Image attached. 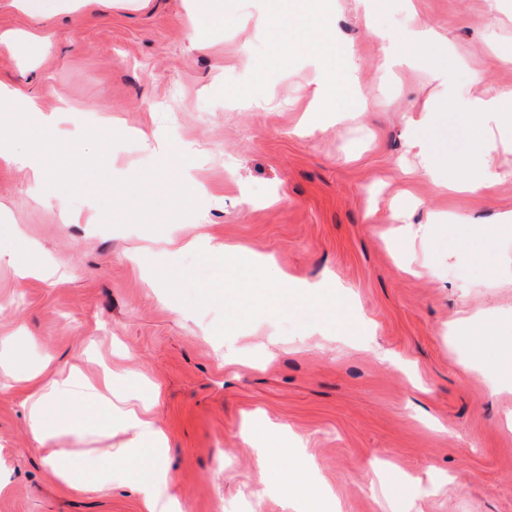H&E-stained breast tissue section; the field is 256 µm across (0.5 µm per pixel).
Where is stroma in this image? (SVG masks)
<instances>
[{"instance_id": "obj_1", "label": "stroma", "mask_w": 512, "mask_h": 512, "mask_svg": "<svg viewBox=\"0 0 512 512\" xmlns=\"http://www.w3.org/2000/svg\"><path fill=\"white\" fill-rule=\"evenodd\" d=\"M288 2L278 35L257 14ZM303 0H227L212 22L192 0H0V83L36 97L42 112L70 103L65 140L114 131L107 167L118 179L156 162L147 145L164 133L194 148L193 177L224 205L162 230L103 226L100 204L68 200V216L42 200L30 174L0 160V248L43 267L19 278L0 264V360L48 374L104 370L115 390L155 401L167 436L165 464L181 512H295L269 494L250 423L286 426L305 464L336 498L335 512H512V147L491 152L498 179L486 197L440 193L421 176L404 132L424 106L432 152L449 177L476 162L462 98L512 88V0H334L330 23L351 60L365 113L337 121L316 99L320 73L291 43L312 38ZM426 25L448 53L409 39ZM203 25L208 45L190 38ZM38 39L25 50L1 36ZM414 54L391 71L385 56ZM480 82H473V75ZM273 98L265 112L254 101ZM431 232L410 237L398 211ZM471 224L434 223L440 212ZM222 242L269 260L280 274L328 283V296L270 297L256 309L241 259L201 250L170 259L166 241L195 235L197 220ZM479 329L464 333L462 319ZM500 355L496 370L463 361ZM24 383L0 386V512H144L135 489L113 481L66 487L32 439ZM122 424L59 433L71 466L100 467L124 447Z\"/></svg>"}]
</instances>
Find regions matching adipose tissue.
I'll return each instance as SVG.
<instances>
[{
    "mask_svg": "<svg viewBox=\"0 0 512 512\" xmlns=\"http://www.w3.org/2000/svg\"><path fill=\"white\" fill-rule=\"evenodd\" d=\"M465 106L472 111L480 129L484 131L476 142L481 152L490 153L496 141L512 139V89L466 101ZM0 112L9 117H37L41 128L49 131L54 130L60 121L58 114L39 113L35 97L1 84ZM0 158L13 160L30 171L43 187L44 199L63 202L64 197L52 183L40 151L19 152L10 142L0 141ZM22 380L41 389L30 410V430L39 446H47L56 437L59 417L76 404L95 413L106 427L110 426L113 417H120L131 433L126 447L109 452L106 466L101 470L74 469L65 463V450L52 451L49 459L57 467L66 485L89 490L99 486L103 480L123 475L138 486L145 512H179L176 499L169 493V472L161 462L165 435L157 426L150 405L144 404L137 409L116 407L110 398L112 377L108 374L96 382L73 369L65 376L48 380L42 370L30 368L24 371ZM253 438L258 463L270 488L284 492L297 501L302 512H331L332 497L314 473L303 464L304 446L299 438L284 432L279 434L277 440H269L266 428L262 425L255 426ZM146 452L154 455L156 463L149 474L144 476L135 468L134 463ZM284 456L292 462L287 471L282 470L279 463Z\"/></svg>",
    "mask_w": 512,
    "mask_h": 512,
    "instance_id": "adipose-tissue-1",
    "label": "adipose tissue"
}]
</instances>
